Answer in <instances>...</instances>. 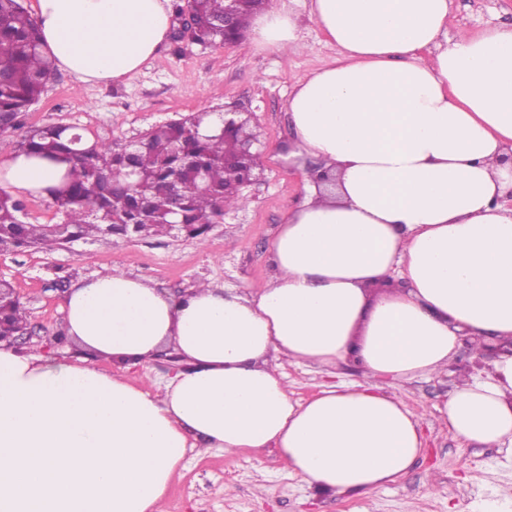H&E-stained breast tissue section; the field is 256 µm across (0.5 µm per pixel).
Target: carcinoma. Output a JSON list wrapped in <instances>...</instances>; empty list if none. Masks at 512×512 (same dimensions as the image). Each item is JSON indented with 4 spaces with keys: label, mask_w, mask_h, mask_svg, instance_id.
Returning a JSON list of instances; mask_svg holds the SVG:
<instances>
[{
    "label": "carcinoma",
    "mask_w": 512,
    "mask_h": 512,
    "mask_svg": "<svg viewBox=\"0 0 512 512\" xmlns=\"http://www.w3.org/2000/svg\"><path fill=\"white\" fill-rule=\"evenodd\" d=\"M266 0H243L235 29L224 31L225 0H191L195 24L191 44H224L244 29ZM54 62L43 52L38 19L22 0H0V131L15 130L54 79ZM203 116L195 115L152 128L131 151L119 141H90L78 128L47 124L25 135L21 150L62 166L59 184L50 189L57 206L54 225L23 220V203L0 189V250L39 246L52 250L67 239L97 238L104 224H132L134 236L170 233L169 224H188L193 238H203L224 212L247 204L238 192L255 178L256 166H227L241 139L255 137L251 125L230 137L217 129L199 132ZM205 186L197 187L199 174ZM185 185L179 205L169 189L173 176Z\"/></svg>",
    "instance_id": "1"
}]
</instances>
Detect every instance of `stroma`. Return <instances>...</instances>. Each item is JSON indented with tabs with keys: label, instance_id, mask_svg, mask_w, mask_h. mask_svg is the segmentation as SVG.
<instances>
[{
	"label": "stroma",
	"instance_id": "1",
	"mask_svg": "<svg viewBox=\"0 0 512 512\" xmlns=\"http://www.w3.org/2000/svg\"><path fill=\"white\" fill-rule=\"evenodd\" d=\"M451 9L456 25L476 35L512 25V0H451ZM296 10L303 51L284 56L245 41L207 49L167 41L147 67L126 81L85 85L58 71L23 116L22 128L0 132L1 160L18 149L27 130L45 124L75 126L99 140L126 141L156 125L234 106L252 113L261 141L259 180L244 190L248 206L228 211L205 243L113 236L51 251L0 252V277L17 290L30 331L19 350L70 356L69 343L58 340L67 293L116 268L175 299L203 282L244 291L271 275L272 242L303 196L304 165L285 151L292 139L288 96L296 77L338 55L310 18L307 0H299ZM473 360L464 345L446 372L387 383L388 391L421 416L427 439L424 454L397 482L369 493L335 496L288 476L272 448L233 456L220 450L203 457L190 452L160 512H512V452L465 443L436 411L461 376L486 378V370L476 369ZM285 371L291 396L300 401L313 398L326 384L360 378L351 364L289 365Z\"/></svg>",
	"mask_w": 512,
	"mask_h": 512
}]
</instances>
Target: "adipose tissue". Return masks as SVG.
Returning a JSON list of instances; mask_svg holds the SVG:
<instances>
[{"instance_id": "adipose-tissue-1", "label": "adipose tissue", "mask_w": 512, "mask_h": 512, "mask_svg": "<svg viewBox=\"0 0 512 512\" xmlns=\"http://www.w3.org/2000/svg\"><path fill=\"white\" fill-rule=\"evenodd\" d=\"M296 0L248 24L300 47ZM339 50L298 76L287 112L314 158L272 244L273 274L173 299L130 272L79 283L62 329L77 359L0 346V512H159L188 449H276L322 492H369L422 455L421 421L388 381L444 372L461 344L512 345V26L450 32L449 0H310ZM45 52L80 83L124 81L172 28L169 0H38ZM55 168L15 151L0 187L45 195ZM385 286L371 297L369 289ZM182 362L131 383L87 356ZM357 366L361 380L292 399L283 364ZM449 431L512 445V352L439 409Z\"/></svg>"}]
</instances>
